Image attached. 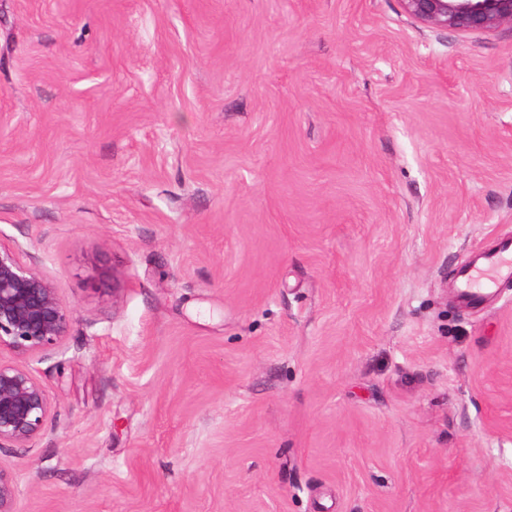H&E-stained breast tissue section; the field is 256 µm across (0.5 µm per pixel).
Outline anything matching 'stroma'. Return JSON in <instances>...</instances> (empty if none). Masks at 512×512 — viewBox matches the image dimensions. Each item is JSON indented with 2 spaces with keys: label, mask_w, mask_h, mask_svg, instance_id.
<instances>
[{
  "label": "stroma",
  "mask_w": 512,
  "mask_h": 512,
  "mask_svg": "<svg viewBox=\"0 0 512 512\" xmlns=\"http://www.w3.org/2000/svg\"><path fill=\"white\" fill-rule=\"evenodd\" d=\"M512 27L401 0H0V246L71 312L14 512H512ZM405 13L430 28L461 33L512 26V0H401ZM512 279V242L497 243L456 276V288L468 304L482 303L501 279Z\"/></svg>",
  "instance_id": "stroma-1"
}]
</instances>
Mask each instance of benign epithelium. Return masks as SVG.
I'll list each match as a JSON object with an SVG mask.
<instances>
[{
  "label": "benign epithelium",
  "mask_w": 512,
  "mask_h": 512,
  "mask_svg": "<svg viewBox=\"0 0 512 512\" xmlns=\"http://www.w3.org/2000/svg\"><path fill=\"white\" fill-rule=\"evenodd\" d=\"M405 13L430 28L461 33L512 26V0H402ZM71 315L57 289L0 248V346L20 356L60 344ZM52 410L35 371L0 362V449L26 448ZM14 477L0 468V512H14Z\"/></svg>",
  "instance_id": "1"
}]
</instances>
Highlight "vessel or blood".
<instances>
[{
    "mask_svg": "<svg viewBox=\"0 0 512 512\" xmlns=\"http://www.w3.org/2000/svg\"><path fill=\"white\" fill-rule=\"evenodd\" d=\"M512 279V242L502 241L463 267L456 287L467 303H482L499 280Z\"/></svg>",
    "mask_w": 512,
    "mask_h": 512,
    "instance_id": "obj_1",
    "label": "vessel or blood"
}]
</instances>
